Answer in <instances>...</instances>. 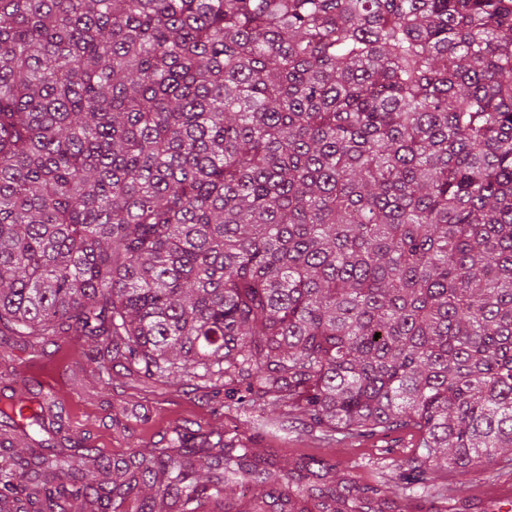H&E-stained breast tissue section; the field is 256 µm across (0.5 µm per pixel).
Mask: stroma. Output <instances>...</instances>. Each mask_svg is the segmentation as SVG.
Returning a JSON list of instances; mask_svg holds the SVG:
<instances>
[{
    "instance_id": "stroma-1",
    "label": "stroma",
    "mask_w": 512,
    "mask_h": 512,
    "mask_svg": "<svg viewBox=\"0 0 512 512\" xmlns=\"http://www.w3.org/2000/svg\"><path fill=\"white\" fill-rule=\"evenodd\" d=\"M92 345L88 337L48 336L39 341L35 358L17 348H0V391L18 388L20 368L38 360L42 369L34 377L56 382L66 434L84 437L89 446L114 458L167 443L175 427L186 426L238 439L278 468L320 460L332 466L337 481L364 487L376 485L387 462L406 459L418 447L419 436L410 429L388 436L345 438L330 446L301 426L260 434L255 425L275 414L274 406L227 400L223 386L208 387L197 380L176 388L130 376L118 364L99 370L88 358ZM502 486L512 488V475L476 472L466 493L449 500L448 512H512V501L498 499Z\"/></svg>"
}]
</instances>
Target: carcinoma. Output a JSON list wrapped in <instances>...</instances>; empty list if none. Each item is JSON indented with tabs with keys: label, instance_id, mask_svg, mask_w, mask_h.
Here are the masks:
<instances>
[{
	"label": "carcinoma",
	"instance_id": "cac0c4a2",
	"mask_svg": "<svg viewBox=\"0 0 512 512\" xmlns=\"http://www.w3.org/2000/svg\"><path fill=\"white\" fill-rule=\"evenodd\" d=\"M404 429L389 483L316 486L174 430L120 460L0 396V512H355L512 466V0H0V336ZM379 338H374V335Z\"/></svg>",
	"mask_w": 512,
	"mask_h": 512
}]
</instances>
